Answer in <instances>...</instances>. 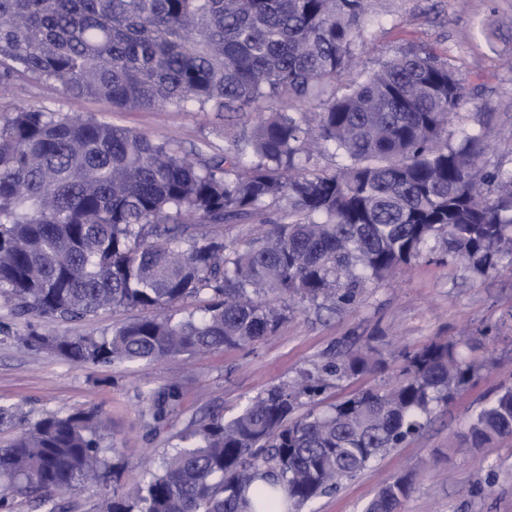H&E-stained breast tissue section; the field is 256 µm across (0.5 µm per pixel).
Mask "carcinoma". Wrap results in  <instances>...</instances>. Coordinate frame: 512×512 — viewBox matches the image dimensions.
Returning a JSON list of instances; mask_svg holds the SVG:
<instances>
[{
	"label": "carcinoma",
	"instance_id": "carcinoma-1",
	"mask_svg": "<svg viewBox=\"0 0 512 512\" xmlns=\"http://www.w3.org/2000/svg\"><path fill=\"white\" fill-rule=\"evenodd\" d=\"M366 0H0V88L52 82L114 111L214 116L224 152L189 153L95 117L27 104L0 112V299L30 318L16 339L83 367L169 361L273 333L300 296L338 310L422 255L432 240L477 272L512 251V170L477 166L484 134L448 125L465 103L448 62L402 49L340 83L359 48ZM314 103L315 110L304 105ZM257 121L250 123V115ZM339 158L310 168L311 140ZM261 224L242 246L226 224ZM206 296L199 313H168ZM155 314L102 332L45 334L31 319L78 322L100 310ZM362 354L325 366L366 369ZM476 366L457 344L414 353L405 378L323 414L295 417L319 381L306 373L179 436L131 494L109 493L103 414L76 408L34 423L0 405V512L94 488L109 512H292L399 448ZM512 435V387L459 434L475 453ZM254 502L245 497L256 480ZM403 476L366 512H397Z\"/></svg>",
	"mask_w": 512,
	"mask_h": 512
}]
</instances>
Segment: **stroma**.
I'll use <instances>...</instances> for the list:
<instances>
[{"label":"stroma","instance_id":"obj_1","mask_svg":"<svg viewBox=\"0 0 512 512\" xmlns=\"http://www.w3.org/2000/svg\"><path fill=\"white\" fill-rule=\"evenodd\" d=\"M368 7L352 77L379 68L404 46L434 53L469 93L459 119L448 127L449 141H457L464 128L485 132L478 166L512 169V0H369ZM21 101L96 116L187 150L207 138L210 127L209 116L197 112H116L105 102L67 97L41 82L1 95L0 109ZM441 253V244L430 243L396 278L367 283L350 308L298 300L261 340L169 362L78 367L18 341H2L0 405L20 408L32 421L78 407L100 410L119 450V467L107 485L121 492L156 471L193 421L210 414L231 418L250 400L317 371L336 355L368 349L384 366L328 378L321 395L301 397V412L327 410L363 389L394 387L409 355L434 341L464 338L463 357L480 364L474 379L448 404L433 405L425 428L404 447L378 455L300 512H363L382 484L404 474L412 487L399 512H512V437L472 455L454 452L471 417L512 385V256L498 271L481 274L463 263L441 264ZM138 316L135 310L105 309L87 321L43 320L39 328L78 336ZM173 387L180 394L177 409L154 422L146 394L160 396Z\"/></svg>","mask_w":512,"mask_h":512}]
</instances>
